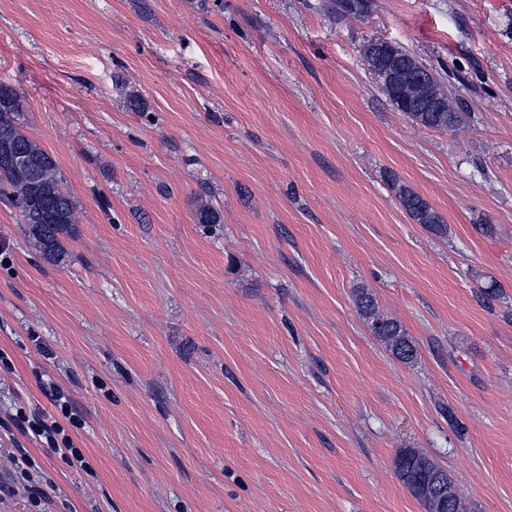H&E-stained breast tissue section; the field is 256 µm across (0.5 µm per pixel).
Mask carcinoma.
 Here are the masks:
<instances>
[{"instance_id": "1", "label": "carcinoma", "mask_w": 512, "mask_h": 512, "mask_svg": "<svg viewBox=\"0 0 512 512\" xmlns=\"http://www.w3.org/2000/svg\"><path fill=\"white\" fill-rule=\"evenodd\" d=\"M368 8V0L333 2V10L354 18L365 15ZM399 54L404 67L411 71H425L431 82L441 87L431 65L403 48L399 49ZM458 81L460 77L457 73L448 72V90L441 91L443 112L412 111L410 98L414 94V86L411 84L400 91L387 89L380 84L377 88L397 111L405 113L413 123L447 131L459 128L470 117V113L463 111L460 102L453 96L454 83ZM25 112L27 103L24 93L0 84V143L8 142L23 153L42 160L37 168L18 165L0 169V196L7 198L17 209L35 249L43 257L53 259L65 252L61 238H72L76 234V207L71 195L62 186L55 161L24 133ZM393 188L415 223L436 235L448 234V225L443 217L424 198L396 181ZM355 301L373 336L399 360L414 362L418 355L415 342L397 319L379 311L373 294L366 288H359L355 291ZM394 466L399 480L421 502L425 512H473L448 471L428 455L404 448L397 454Z\"/></svg>"}]
</instances>
